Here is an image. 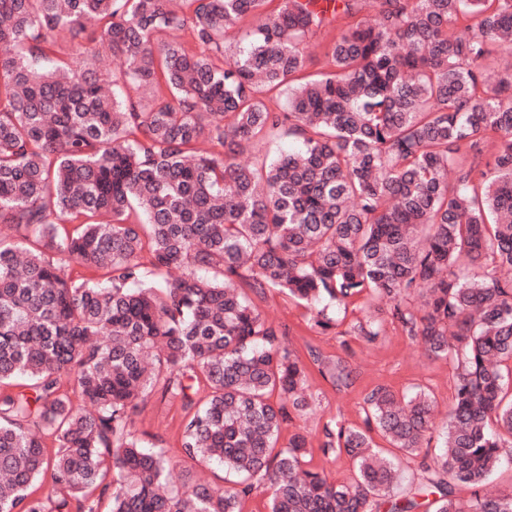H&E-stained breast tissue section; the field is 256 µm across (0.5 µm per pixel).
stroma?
Here are the masks:
<instances>
[{
  "instance_id": "1",
  "label": "stroma",
  "mask_w": 512,
  "mask_h": 512,
  "mask_svg": "<svg viewBox=\"0 0 512 512\" xmlns=\"http://www.w3.org/2000/svg\"><path fill=\"white\" fill-rule=\"evenodd\" d=\"M253 302L269 321L287 328L290 343L300 359H307L312 347L327 354L339 352L344 343L351 349V360L359 372L355 387L336 391L317 369H309L308 384L311 391L318 394L319 402L311 414L286 424L281 430L278 445L282 448L287 447L296 430L306 432L311 467L326 472L333 479L342 480L349 476L347 460H335L322 454V429L334 419L351 426L362 425V397L376 385H387L399 394L409 393L416 386L422 387L434 396L439 414L447 415L453 385L451 364L445 360H428L422 345L392 324L387 325L384 336L374 343L350 335V325L367 313L364 301L349 306L339 327L326 332L315 327L312 311L278 291L267 290L263 295L254 296ZM183 416L180 402L162 398L155 390L134 417L136 434L147 446L169 450L172 477L177 481L183 474L197 470L196 465L185 461L180 453Z\"/></svg>"
}]
</instances>
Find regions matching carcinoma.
I'll return each mask as SVG.
<instances>
[{
    "instance_id": "1",
    "label": "carcinoma",
    "mask_w": 512,
    "mask_h": 512,
    "mask_svg": "<svg viewBox=\"0 0 512 512\" xmlns=\"http://www.w3.org/2000/svg\"><path fill=\"white\" fill-rule=\"evenodd\" d=\"M356 2L0 0V512H242L260 487L268 512H512L484 490L512 461V66L494 62L512 0H363L374 25ZM339 20L327 71L306 74V37ZM89 24L101 39L78 64L55 32ZM186 27L194 47L167 38ZM102 48L124 61L110 84ZM283 136L298 150L239 160ZM247 289L306 303L324 331L362 298L351 332L373 343L390 322L455 362L425 482L403 486L371 436L429 455L423 389L377 385L363 426L324 425L346 480L306 465L301 431L276 449L315 409L308 366L338 391L358 373L345 346L302 363ZM156 387L181 403L182 456L225 485L174 484L136 435Z\"/></svg>"
}]
</instances>
